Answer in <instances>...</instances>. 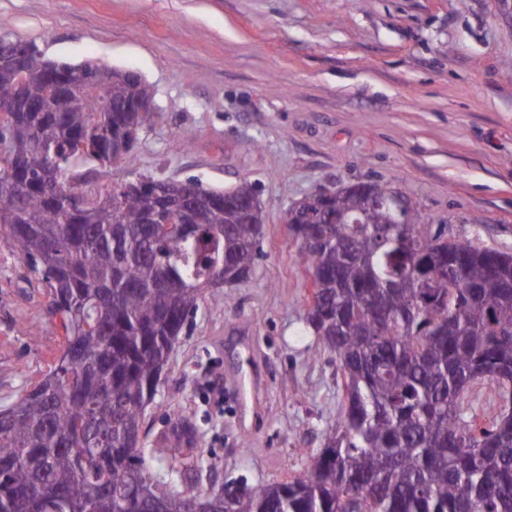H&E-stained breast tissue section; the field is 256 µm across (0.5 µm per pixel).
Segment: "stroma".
Listing matches in <instances>:
<instances>
[{
    "label": "stroma",
    "instance_id": "1",
    "mask_svg": "<svg viewBox=\"0 0 512 512\" xmlns=\"http://www.w3.org/2000/svg\"><path fill=\"white\" fill-rule=\"evenodd\" d=\"M13 39L48 58L141 74L155 108L126 162L139 177L210 189L254 184L266 214L250 276L190 313L145 411L141 450L178 420L201 468L179 487L254 489L318 457L341 411L336 359L306 323L309 280L285 223L322 188L379 181L429 230L512 254V30L493 0H0ZM42 281L0 232V406L41 382L64 333ZM257 352L256 412L226 379L236 344Z\"/></svg>",
    "mask_w": 512,
    "mask_h": 512
}]
</instances>
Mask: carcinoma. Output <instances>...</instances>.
<instances>
[{
    "label": "carcinoma",
    "instance_id": "1",
    "mask_svg": "<svg viewBox=\"0 0 512 512\" xmlns=\"http://www.w3.org/2000/svg\"><path fill=\"white\" fill-rule=\"evenodd\" d=\"M46 58L29 54L19 86L0 66V104L24 96L33 112L0 118V136L27 145L20 173L0 161V226L47 291L46 317L65 342L47 376L0 411V512H512V254L423 231L412 210L389 224L362 208V194L332 210L359 224L324 223L307 206L290 225L303 268L321 279V302L307 320L336 355L347 402L324 433L311 469L291 481L239 490L186 493L175 466L152 472L139 453L157 368L169 361L198 285L212 262L230 273L254 264L265 213H249L254 192L192 204L202 190L169 192L188 223L154 240L168 212L152 183L119 193L85 186L73 157L99 130V160L152 111L148 86L117 69L58 70L68 83H106L59 106ZM62 172L49 190L51 163ZM487 401L478 421L479 402ZM29 460L15 464L18 453Z\"/></svg>",
    "mask_w": 512,
    "mask_h": 512
}]
</instances>
